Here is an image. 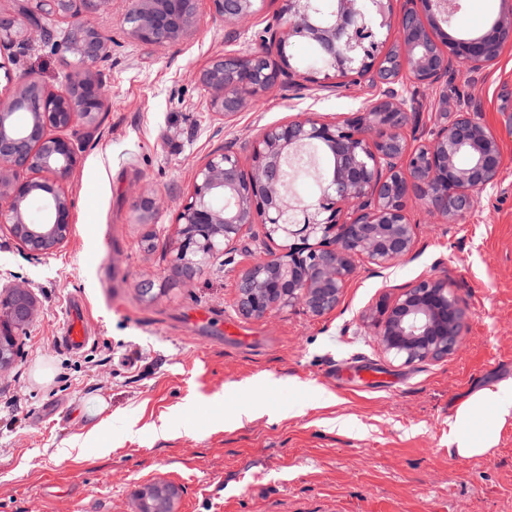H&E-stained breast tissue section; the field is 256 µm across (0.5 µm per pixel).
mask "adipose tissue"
Returning a JSON list of instances; mask_svg holds the SVG:
<instances>
[{"mask_svg":"<svg viewBox=\"0 0 512 512\" xmlns=\"http://www.w3.org/2000/svg\"><path fill=\"white\" fill-rule=\"evenodd\" d=\"M512 421V398L506 386L481 388L457 407L449 424L448 443L461 458L493 454L501 427Z\"/></svg>","mask_w":512,"mask_h":512,"instance_id":"1","label":"adipose tissue"}]
</instances>
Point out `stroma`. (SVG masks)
<instances>
[{
    "mask_svg": "<svg viewBox=\"0 0 512 512\" xmlns=\"http://www.w3.org/2000/svg\"><path fill=\"white\" fill-rule=\"evenodd\" d=\"M131 0H112L97 25L115 32L109 108L96 125L69 129L80 163L64 183L72 234L33 256L0 229V288L26 284L39 312L17 332L0 372V512H139L148 484L180 494L173 512H512V422L492 455L450 452L448 421L474 391L512 381V42L494 65L448 79V108L472 104L497 138L502 165L475 209L439 224L423 205L413 258L378 271L358 262L336 310L285 305L260 318L237 311L235 282L273 243L248 227L234 250L193 279L173 280L175 212L196 169L232 147L249 162L262 130L300 113L352 117L377 95L368 82L302 88L281 83L231 120H215L199 79L214 57L253 47L281 0L230 28L197 0L199 24L166 45L120 35ZM71 69L33 37L26 53L0 50V90L33 77L61 88ZM165 201L150 223L136 203ZM152 248H145L144 237ZM447 279L467 311L447 359L404 364L383 353L373 317L400 287ZM153 283L151 295L140 286ZM81 298L91 334L74 352L61 342L64 309ZM253 342L240 346L225 321ZM369 364L381 381L340 387L336 368ZM53 378L35 381L36 369ZM193 399L189 428L157 437ZM249 420L236 423L237 413ZM79 438L81 458L58 450Z\"/></svg>",
    "mask_w": 512,
    "mask_h": 512,
    "instance_id": "1",
    "label": "stroma"
}]
</instances>
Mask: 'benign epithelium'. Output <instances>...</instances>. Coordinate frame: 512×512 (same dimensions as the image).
Returning <instances> with one entry per match:
<instances>
[{
  "instance_id": "1",
  "label": "benign epithelium",
  "mask_w": 512,
  "mask_h": 512,
  "mask_svg": "<svg viewBox=\"0 0 512 512\" xmlns=\"http://www.w3.org/2000/svg\"><path fill=\"white\" fill-rule=\"evenodd\" d=\"M32 16L49 15L67 24L58 41L43 28L40 37L60 48L73 67L66 85L50 90L35 79L22 80L0 96V227L35 256L58 249L71 232L72 201L64 180L80 162L65 131L91 123L106 111L112 40L95 24L112 0H32ZM212 13L233 25L256 14L264 0H210ZM315 0H282L279 23L269 27L254 49L213 58L199 80L210 91L211 114L224 120L273 86L288 80L317 84L331 77L362 78L378 89L377 98L358 115L328 122L314 114L292 117L263 129L245 171L238 153H213L195 174L181 203L175 274L192 279L215 253L261 219L265 237L283 240V252L243 269L237 278V307L245 317H264L302 302L312 313L336 309L354 277L360 257L380 268L413 256L414 229L407 203L422 201L445 221L471 212L483 192L497 185L501 156L496 136L477 113L461 109L448 119V74L478 72L495 61L512 40V16L501 14L484 33L453 36L442 25L460 27L457 6L447 0H408L399 15L393 0H369L380 27L396 28L395 44L361 45L365 16L358 0H336L332 20L321 24ZM196 0H133L121 30L142 43L163 45L198 24ZM32 32L0 12V47L23 50ZM299 37L318 42L330 68L301 73L287 48ZM440 89L431 138L411 145L406 134L416 100L402 86ZM325 145L334 168L322 180V193L305 200L288 189L287 169L304 160L312 143ZM470 161L461 166L458 157ZM158 194H144L137 211L142 223L161 207ZM0 311L17 328L37 315L30 291L21 285L0 291ZM465 312L444 278L423 277L379 311L378 342L386 354L406 364L438 361L459 345Z\"/></svg>"
}]
</instances>
